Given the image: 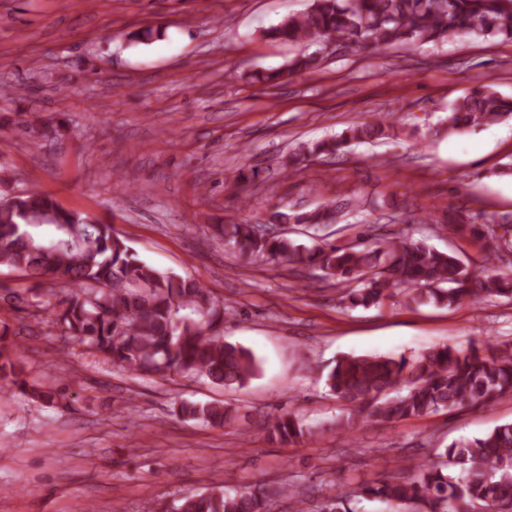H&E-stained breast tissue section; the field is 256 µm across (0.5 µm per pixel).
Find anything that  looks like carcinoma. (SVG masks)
Masks as SVG:
<instances>
[{
    "label": "carcinoma",
    "instance_id": "obj_1",
    "mask_svg": "<svg viewBox=\"0 0 512 512\" xmlns=\"http://www.w3.org/2000/svg\"><path fill=\"white\" fill-rule=\"evenodd\" d=\"M503 36L512 39V0H312L310 9L265 30V37L304 43L315 50L295 56L282 70L252 74L262 83L321 67L327 46L375 53L411 43L450 37ZM512 119V98L483 86L448 109V133L493 126ZM387 136L377 118L351 123L345 131L303 142L282 162V172L322 156H335L353 144ZM356 197L329 200L310 211H278L277 224H294L314 239L308 246L284 233H270L246 221L214 224V236L240 257L282 260L293 268L316 267L322 278L347 285L351 307L381 306L402 294L415 304L444 306L472 298L512 302V275L496 262L512 253V213L473 214L459 207L452 218L429 219L438 230L485 240L484 273L475 274L453 250L444 252L410 237L356 239L335 244L320 234L353 212L380 210ZM51 227L42 238L34 233ZM0 266L24 272L33 285L29 304L63 342L135 374H177L205 378L240 389L260 369L253 352L224 341V315L231 310L197 282L160 271L137 259L110 224L83 221L63 210L37 187L0 205ZM58 285L44 290V284ZM0 378L33 400L69 408L66 388L29 379L19 345L0 328ZM336 398L356 404L359 417L387 422L427 417L442 410L476 409L512 394V341L426 349L413 358L347 355L326 375ZM176 412L211 427L238 419V410L217 404L182 402ZM268 436L282 442L309 433L288 414L266 418ZM413 476L377 486L361 484L325 499L320 512H356L351 503L377 500L391 512H512V422L481 437L435 449L434 458L405 466ZM271 497L259 487H211L185 496L172 512H270Z\"/></svg>",
    "mask_w": 512,
    "mask_h": 512
}]
</instances>
